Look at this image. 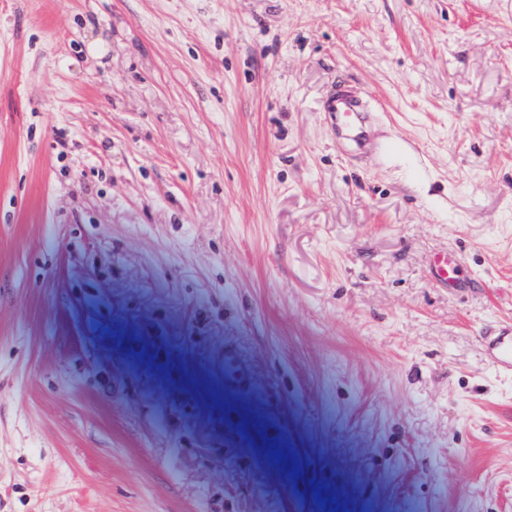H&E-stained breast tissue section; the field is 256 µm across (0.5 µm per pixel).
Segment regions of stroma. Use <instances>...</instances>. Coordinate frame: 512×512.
Here are the masks:
<instances>
[{"mask_svg": "<svg viewBox=\"0 0 512 512\" xmlns=\"http://www.w3.org/2000/svg\"><path fill=\"white\" fill-rule=\"evenodd\" d=\"M504 327L512 0H0V512H512ZM326 112H331L336 122L351 129L357 140H362L368 133L369 117L361 101L337 83L336 91L325 103ZM463 268V260L458 255L451 258H438L435 265V274L441 281L448 285H454L457 283ZM485 345L497 366L512 376V329L505 328L498 336L487 340ZM224 373L225 387H242L249 383L250 374L239 355L231 350L225 349L224 361L218 366Z\"/></svg>", "mask_w": 512, "mask_h": 512, "instance_id": "35a3bbf8", "label": "stroma"}]
</instances>
